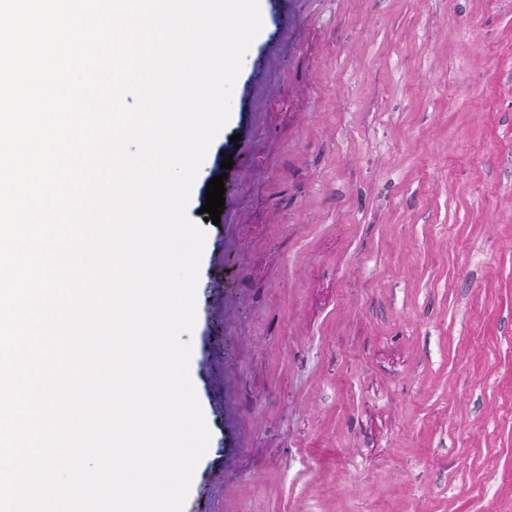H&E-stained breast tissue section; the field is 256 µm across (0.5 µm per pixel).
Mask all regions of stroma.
Returning a JSON list of instances; mask_svg holds the SVG:
<instances>
[{
	"instance_id": "stroma-1",
	"label": "stroma",
	"mask_w": 512,
	"mask_h": 512,
	"mask_svg": "<svg viewBox=\"0 0 512 512\" xmlns=\"http://www.w3.org/2000/svg\"><path fill=\"white\" fill-rule=\"evenodd\" d=\"M264 9L186 207L183 512H512V0Z\"/></svg>"
}]
</instances>
